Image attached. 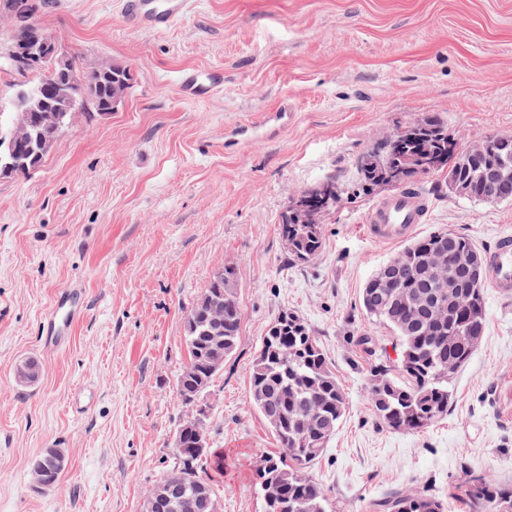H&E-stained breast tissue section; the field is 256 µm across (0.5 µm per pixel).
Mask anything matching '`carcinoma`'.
Returning <instances> with one entry per match:
<instances>
[{"instance_id":"1","label":"carcinoma","mask_w":512,"mask_h":512,"mask_svg":"<svg viewBox=\"0 0 512 512\" xmlns=\"http://www.w3.org/2000/svg\"><path fill=\"white\" fill-rule=\"evenodd\" d=\"M71 65L84 69L88 104L107 112L120 102L129 88L127 68L108 63L104 69L82 64L70 57ZM402 143L390 142L361 162L363 180L370 185H405L417 177L447 173L448 191L467 199L492 203L512 201V176L498 182L484 179L487 168L502 160L512 162V136L484 144L482 151L470 145L463 148L448 135V127L428 121L413 124L394 136ZM16 151L26 157L28 168L5 171L0 177L25 176L43 162L35 140L23 139ZM336 184L322 182L298 196L286 212L280 234L288 253L298 262L313 260L322 247L319 218L336 205ZM450 245L468 260L482 255L470 238L449 231L434 232L415 239L398 254L404 267L389 285L384 268L377 269L361 292L366 317L387 326L399 338L396 365L379 362L371 369L369 394L377 419L395 430L423 429L448 414L452 393L448 363L463 367L472 357L486 328L484 281L473 289L470 303L454 307L441 317L417 308L419 296L426 290L448 292V267L432 263L434 253ZM210 302L224 304V356H230L239 342L242 311L237 295L234 269L220 266L189 309L186 320L198 323L195 331L185 329L188 362L177 379L184 404L195 408V415L178 427L180 441L174 467L186 478L188 487L203 486L216 495L213 480L204 467L220 469L223 460L212 453H200L193 447V421L208 420L203 399L188 400L191 391L203 395L212 388L216 374L210 372ZM251 402L275 434L277 453L266 457L257 470L260 494L268 487L276 489V498L264 501V512H327L328 493L315 479L305 474L308 465L326 448L345 413L342 387L317 339L295 313L282 311L274 319L254 359L250 371ZM472 512H499L512 490L504 489L482 475H473L460 487ZM375 506L382 512H442L434 495L391 492Z\"/></svg>"}]
</instances>
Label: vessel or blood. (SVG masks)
I'll list each match as a JSON object with an SVG mask.
<instances>
[{
  "mask_svg": "<svg viewBox=\"0 0 512 512\" xmlns=\"http://www.w3.org/2000/svg\"><path fill=\"white\" fill-rule=\"evenodd\" d=\"M161 9H145L142 0H124L123 11L127 20L139 27L163 31L184 14L188 0H164ZM224 82L221 71L206 75L194 72L184 73L181 85L185 94L193 98L210 95ZM293 109L281 104L277 111L261 113L252 125L237 128L240 136L254 137L270 128L287 127L292 119ZM432 203L423 190L415 185L399 189L376 203L365 218L366 235L379 244H393L412 236L418 225L426 223ZM486 282L500 297L512 298V233L499 235L492 249L484 255ZM80 308L70 293H61L53 313L46 321V333L50 342L61 343L67 324L78 319Z\"/></svg>",
  "mask_w": 512,
  "mask_h": 512,
  "instance_id": "obj_1",
  "label": "vessel or blood"
}]
</instances>
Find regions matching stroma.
<instances>
[{
    "label": "stroma",
    "mask_w": 512,
    "mask_h": 512,
    "mask_svg": "<svg viewBox=\"0 0 512 512\" xmlns=\"http://www.w3.org/2000/svg\"><path fill=\"white\" fill-rule=\"evenodd\" d=\"M163 32L135 27L121 0H35L34 23L70 55L126 66L116 112L88 107L41 166L0 179V512H143L175 462L176 431L192 413L177 393L187 362L185 317L221 265L236 271L240 339L207 402L223 512H264L255 470L278 442L251 403L250 369L280 311L296 312L341 384L346 411L308 473L329 512H371L391 489L427 490L443 512H469L456 487L482 473L512 486V300L484 293L487 327L449 379L445 418L419 431L376 419L369 393L373 337L360 294L400 244L367 238L366 212L393 185L365 186L360 160L424 120L459 145L512 136V0H190ZM223 69L224 85L187 97L182 74ZM289 102L288 128L232 153L207 140ZM335 181L320 220L322 249L292 262L279 226L298 195ZM416 235L447 230L487 248L512 232V201L448 192ZM83 310L58 347L43 323L57 295ZM34 362L39 378L17 384ZM63 449L57 482L35 488L31 464Z\"/></svg>",
    "instance_id": "obj_1"
}]
</instances>
